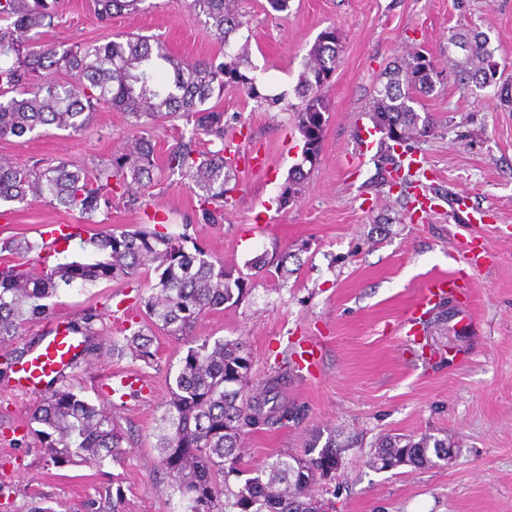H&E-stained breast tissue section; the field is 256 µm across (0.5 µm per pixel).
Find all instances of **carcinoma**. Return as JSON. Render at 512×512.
Here are the masks:
<instances>
[{
	"label": "carcinoma",
	"instance_id": "cac0c4a2",
	"mask_svg": "<svg viewBox=\"0 0 512 512\" xmlns=\"http://www.w3.org/2000/svg\"><path fill=\"white\" fill-rule=\"evenodd\" d=\"M145 0H93L99 18L107 22L122 11H137ZM235 0H189L192 13L204 18L214 39L229 46L230 36L242 25ZM55 17L50 0H0V138H22L41 126H54L71 134L82 132L93 112L107 104L126 112L131 135L120 154L97 163L61 160L54 165L18 166L0 156V202H47L79 214L85 223L112 209V201L137 199L153 186L156 146L148 124L161 119L183 118L189 135L166 158L169 173L187 181L197 198L200 224H218L224 217L226 185L236 172L225 156L224 111L207 102L224 88L244 89L260 98L255 78L241 71L248 64L246 52L224 53L195 63L174 57L160 39L127 34L93 46H75L61 53L51 46H29L30 33L51 24ZM336 30L321 33L304 63L297 96L295 121L303 137L301 163L293 166L279 202L286 205L302 194L308 173L304 164L315 166L324 146L329 104L323 90L339 63ZM489 36L469 29L448 30V54L460 50L453 60L454 80L463 91L494 87V97L512 106V83L497 79L498 62L489 48ZM52 67L74 76L59 83L43 71ZM436 76L432 61L414 53L384 72L381 86L370 103L373 124L380 130L381 179L388 187L399 186L400 195L411 198L417 188V173L405 172L396 161L394 137H431L436 119L420 113V98L434 91ZM213 137L220 148L200 151L192 144ZM192 247H187V243ZM99 257L47 264L34 259L46 243L7 239L0 253L13 259L0 262V356L10 369L26 351L9 347L21 328L34 320L52 318L61 287L93 286L101 281H122L140 288L143 276L154 270L157 280L147 284L149 295L137 293L129 308L144 310L146 328L130 331L119 352L132 350L135 357L150 362L156 356L155 332L189 336L204 316L222 311L243 300L250 291L249 277L233 276L224 260L192 242L184 231L174 234L162 221L139 225L134 230L112 231L92 240ZM288 253L276 260L264 256L249 262V268L272 267L288 275ZM97 310L67 322V328L86 341L85 352L94 349L99 335ZM193 345L182 358L170 383V399L160 416L156 435L159 466L179 497L180 512H326L325 504L311 494L318 480L334 479L327 466L342 459L347 448L362 446L355 436L341 438L334 430L311 435L301 454L281 453L260 466L244 461L246 430L275 428L296 421L300 409L282 396L288 373L267 376L254 392L246 391L251 356L239 341L191 339ZM29 433L39 439L47 462L56 466L76 462L102 464L121 462L126 433L102 404H92L61 381L45 392L32 411ZM367 463L381 471L389 467L415 469L448 464V439L424 433L387 436L380 439Z\"/></svg>",
	"mask_w": 512,
	"mask_h": 512
}]
</instances>
